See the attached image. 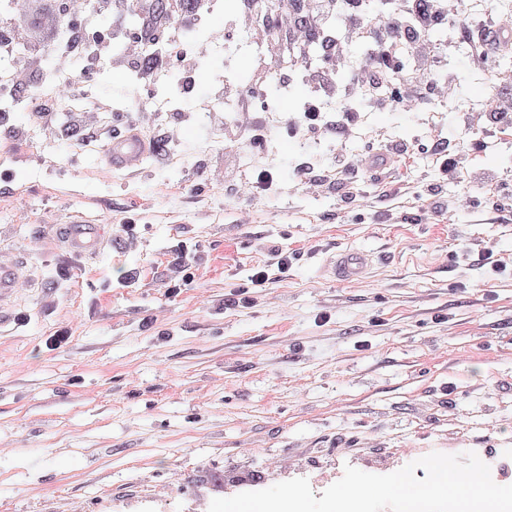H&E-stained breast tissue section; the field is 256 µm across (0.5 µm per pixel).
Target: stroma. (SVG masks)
Returning a JSON list of instances; mask_svg holds the SVG:
<instances>
[{"mask_svg": "<svg viewBox=\"0 0 512 512\" xmlns=\"http://www.w3.org/2000/svg\"><path fill=\"white\" fill-rule=\"evenodd\" d=\"M265 53L260 37L226 36L195 81L249 88ZM40 86L0 97V263L31 274L19 326L0 334V512H167L162 486L186 505L234 496L256 471L264 488L333 483L379 458L399 469L410 454L512 450V269L496 267L512 261V199L475 186L487 171L512 184V125L486 134L441 97L411 114L358 104L348 152L372 130L412 144L433 129L462 171L445 179L417 150L314 198L288 172L327 165L335 146H301L279 122L266 148L279 188L246 198L224 190V167L248 175L253 156L175 78L137 85L108 53L86 88L100 111L37 123L22 105ZM149 92L172 105L148 131L171 152L106 171L115 117ZM76 219L99 225V260L60 246ZM353 247L373 256L358 285L323 265ZM280 251L284 273L270 266ZM263 264L265 287L244 289ZM274 458L291 474L268 470Z\"/></svg>", "mask_w": 512, "mask_h": 512, "instance_id": "35a3bbf8", "label": "stroma"}]
</instances>
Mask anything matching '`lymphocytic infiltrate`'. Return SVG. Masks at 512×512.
<instances>
[{
  "mask_svg": "<svg viewBox=\"0 0 512 512\" xmlns=\"http://www.w3.org/2000/svg\"><path fill=\"white\" fill-rule=\"evenodd\" d=\"M152 0H15L9 39L25 43L27 51L18 57L0 52V84L13 87L30 81L40 71L46 50H53L58 70H67L73 55L84 56L88 63L106 53L113 40H121L124 59L137 62L144 40L129 36L123 18L129 7H136L143 29L157 35L169 30L171 21H181L192 29L208 24L216 12L215 0H167L168 16L156 18ZM465 0H393L391 9L366 11L363 0H276L267 7L265 0H240L231 28L260 29L275 35L278 41L295 47L287 67H280L278 54H271L256 76L263 84L273 75L289 72L302 77L311 89V98L287 122L294 137L301 141L311 136L336 142L330 166L338 176L353 178L368 173L369 153L352 154L343 144L357 127L359 112L351 105L353 95L363 96L376 109L394 108L417 111L425 92L445 95L438 84L440 74L448 70V55L437 49L431 33L448 22L449 9L463 11ZM74 12L86 22L110 19L107 35L87 43L82 29L68 26L64 14ZM325 37L329 58L317 64L304 48L313 38ZM366 44V60L351 67L346 44ZM203 96L235 99V114L224 126L225 134L236 149L265 156L264 116L256 109L250 92L223 77H214L204 87Z\"/></svg>",
  "mask_w": 512,
  "mask_h": 512,
  "instance_id": "1",
  "label": "lymphocytic infiltrate"
}]
</instances>
